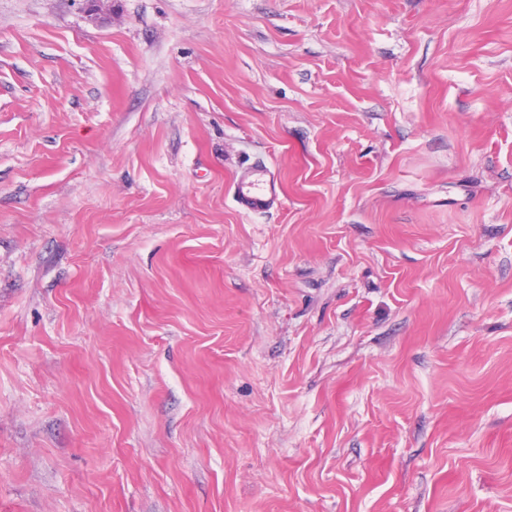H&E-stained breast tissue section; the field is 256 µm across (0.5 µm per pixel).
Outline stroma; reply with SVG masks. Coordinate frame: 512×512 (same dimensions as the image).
<instances>
[{
    "instance_id": "stroma-1",
    "label": "stroma",
    "mask_w": 512,
    "mask_h": 512,
    "mask_svg": "<svg viewBox=\"0 0 512 512\" xmlns=\"http://www.w3.org/2000/svg\"><path fill=\"white\" fill-rule=\"evenodd\" d=\"M0 512H512V0H0ZM233 200L247 213H267L282 204V188L265 165L243 169L231 185Z\"/></svg>"
}]
</instances>
